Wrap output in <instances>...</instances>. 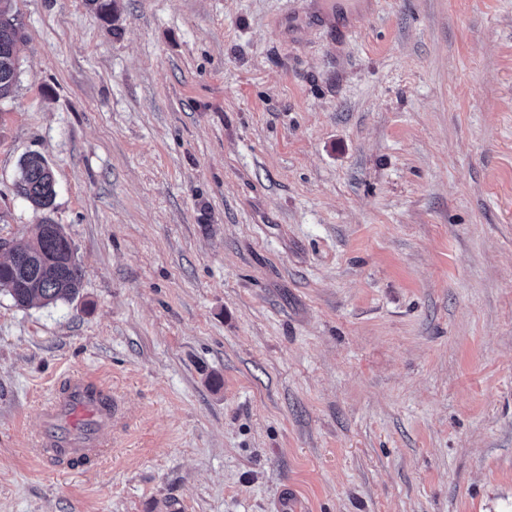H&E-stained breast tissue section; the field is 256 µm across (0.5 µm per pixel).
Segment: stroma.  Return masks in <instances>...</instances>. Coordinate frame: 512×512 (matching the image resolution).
I'll use <instances>...</instances> for the list:
<instances>
[{"label": "stroma", "instance_id": "obj_1", "mask_svg": "<svg viewBox=\"0 0 512 512\" xmlns=\"http://www.w3.org/2000/svg\"><path fill=\"white\" fill-rule=\"evenodd\" d=\"M0 240L46 158L84 277L0 293V512H512V0H15ZM73 372L112 452L34 453Z\"/></svg>", "mask_w": 512, "mask_h": 512}]
</instances>
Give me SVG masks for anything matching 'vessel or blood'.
I'll use <instances>...</instances> for the list:
<instances>
[{
  "mask_svg": "<svg viewBox=\"0 0 512 512\" xmlns=\"http://www.w3.org/2000/svg\"><path fill=\"white\" fill-rule=\"evenodd\" d=\"M118 405L106 384L85 375L70 377L41 409V455L61 469L81 459H100L108 452L102 436L112 427Z\"/></svg>",
  "mask_w": 512,
  "mask_h": 512,
  "instance_id": "obj_1",
  "label": "vessel or blood"
}]
</instances>
